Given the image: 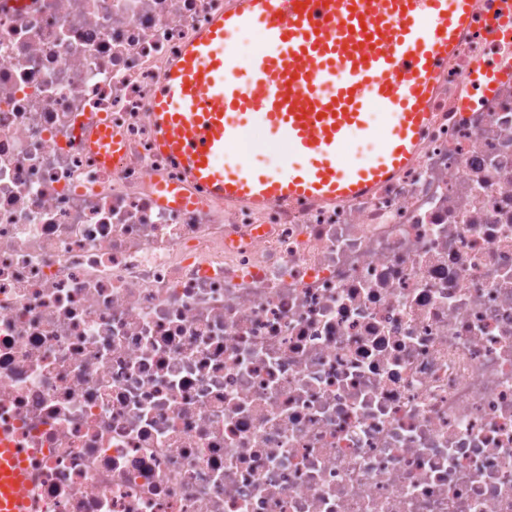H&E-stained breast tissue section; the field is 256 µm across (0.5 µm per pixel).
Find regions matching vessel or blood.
Returning <instances> with one entry per match:
<instances>
[{"instance_id": "vessel-or-blood-1", "label": "vessel or blood", "mask_w": 512, "mask_h": 512, "mask_svg": "<svg viewBox=\"0 0 512 512\" xmlns=\"http://www.w3.org/2000/svg\"><path fill=\"white\" fill-rule=\"evenodd\" d=\"M471 0H234L170 64L150 112L160 152L213 196L263 207L369 194L413 157L431 117L438 78L468 29ZM261 26L265 45L237 80L231 49L240 29ZM388 117L376 159L343 167L338 147L370 134L368 100ZM304 157L284 177L254 174L251 122ZM236 156L234 166L225 157ZM24 463L0 447V512H28Z\"/></svg>"}]
</instances>
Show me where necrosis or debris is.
<instances>
[{"mask_svg": "<svg viewBox=\"0 0 512 512\" xmlns=\"http://www.w3.org/2000/svg\"><path fill=\"white\" fill-rule=\"evenodd\" d=\"M497 3L474 0L395 176L255 209L189 181L148 118L232 0H0V436L31 512H512Z\"/></svg>", "mask_w": 512, "mask_h": 512, "instance_id": "1", "label": "necrosis or debris"}]
</instances>
